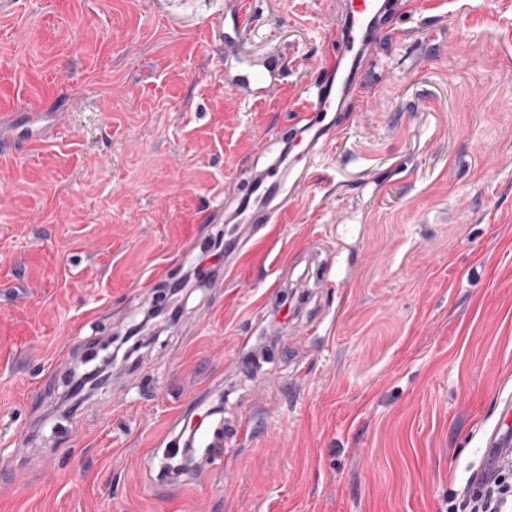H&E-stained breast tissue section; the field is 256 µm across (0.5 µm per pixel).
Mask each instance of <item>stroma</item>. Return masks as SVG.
I'll return each mask as SVG.
<instances>
[{
	"mask_svg": "<svg viewBox=\"0 0 512 512\" xmlns=\"http://www.w3.org/2000/svg\"><path fill=\"white\" fill-rule=\"evenodd\" d=\"M311 180L156 343L71 395L84 353L236 237L340 0H8L0 8V512H443L512 399V0H416ZM279 52L254 103L225 62ZM65 98L39 137L28 115ZM339 285L333 306L323 283ZM256 339L240 352L243 334ZM259 416L223 469L159 478L181 408Z\"/></svg>",
	"mask_w": 512,
	"mask_h": 512,
	"instance_id": "1",
	"label": "stroma"
}]
</instances>
